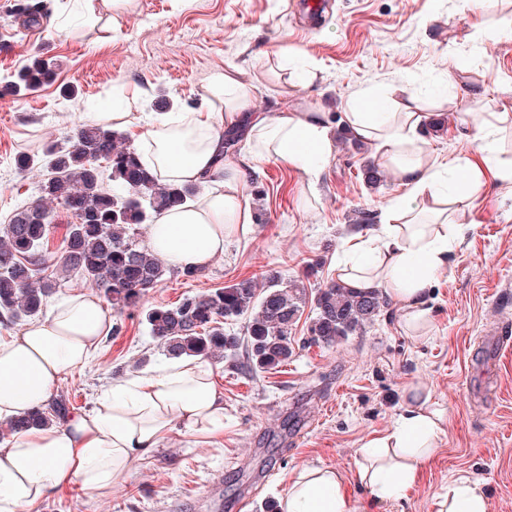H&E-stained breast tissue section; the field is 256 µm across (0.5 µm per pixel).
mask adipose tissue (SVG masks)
Instances as JSON below:
<instances>
[{"mask_svg":"<svg viewBox=\"0 0 512 512\" xmlns=\"http://www.w3.org/2000/svg\"><path fill=\"white\" fill-rule=\"evenodd\" d=\"M254 87L238 70L213 76L207 106L154 118L139 145L162 178L205 185L187 207L162 212L146 235L153 254L177 269L208 268L226 239L252 222L244 186L249 173L278 160L318 174L332 153L324 113L255 111ZM394 111L364 107L345 115L346 127L374 144L376 163L405 187L382 217L381 229L347 242L336 279L379 289L399 305L407 326L426 323L427 294L448 269V245L464 230L483 194L482 172L469 160L450 161L424 147L429 120L416 97L399 90ZM247 124L249 147L224 153L225 129ZM112 330V311L90 293L64 297L42 318L0 336V423L52 399L63 375L86 365ZM441 411L421 393L406 402L395 430L364 443L357 476L380 499L399 497L431 456L443 431ZM211 439L224 432V394L212 365L196 357L167 360L145 374L112 382L94 407L64 423L11 437L0 452V512H33L49 496L78 487L98 498L126 481L133 464L175 429ZM280 512H354L344 476L331 468L301 470L279 501ZM439 512H488L481 482L449 484Z\"/></svg>","mask_w":512,"mask_h":512,"instance_id":"ef3b65f1","label":"adipose tissue"}]
</instances>
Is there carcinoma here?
<instances>
[{
	"mask_svg": "<svg viewBox=\"0 0 512 512\" xmlns=\"http://www.w3.org/2000/svg\"><path fill=\"white\" fill-rule=\"evenodd\" d=\"M17 17L25 29H38L50 12L46 0H23ZM52 73L51 62L30 58L9 81L15 91H32ZM15 166L47 173L40 197L16 210L0 236V319L16 324L39 315L47 299L73 277L90 284L118 312L142 311L150 335L170 359L215 360L226 350L243 351L252 372L275 371L294 354L293 326L305 303V288L271 274L185 297L176 306L144 307L148 291L170 269L140 245L137 230L163 211L193 200V186L167 182L143 161L142 153L112 129L98 124L75 128L69 147L49 145L40 156L20 155ZM71 214L60 264L48 271L43 253L54 206ZM312 339L324 344L352 335L372 323L385 307L378 290L350 288L331 281L314 296ZM246 316L244 337L224 333V322ZM65 395L9 424H0V442L30 427L69 417Z\"/></svg>",
	"mask_w": 512,
	"mask_h": 512,
	"instance_id": "cac0c4a2",
	"label": "carcinoma"
}]
</instances>
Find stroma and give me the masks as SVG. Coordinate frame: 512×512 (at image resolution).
<instances>
[{"label":"stroma","instance_id":"obj_1","mask_svg":"<svg viewBox=\"0 0 512 512\" xmlns=\"http://www.w3.org/2000/svg\"><path fill=\"white\" fill-rule=\"evenodd\" d=\"M17 2L0 0V86L38 54L57 71L36 90L0 93V231L37 199L43 178L18 173L16 156L72 145L76 126L113 110L129 113L120 131L139 144L158 95L197 109L210 78L233 66L254 84L256 111L313 109L333 130L318 180L280 161L264 164L245 187L250 232L226 241L199 276L171 272L149 290L150 307L272 273L309 289L333 280L346 240L379 231L385 208L404 193L391 177L368 187L371 148L340 139L345 113L365 96L388 107L404 87L423 111L446 115L443 131L422 135L442 159H482L480 136L463 113L512 110V0H492L478 17L462 0H334L332 15L313 29L293 0H134L95 24L82 0H50L48 23L30 31L14 21ZM68 85L79 89V110L62 96ZM478 85L484 94L472 96ZM484 179L488 189L428 297L425 335L407 331L391 302L362 331L318 343L308 332L314 307L305 303L287 365L257 375L238 350L215 363L224 393V435L215 444L175 430L108 497L71 489L34 512H266L305 467L340 471L354 512H437L449 484L464 478L482 482L488 512H512V337L494 372L478 366L484 330L512 322V189L494 172ZM112 321L118 329L94 359L59 383L78 412L113 380L164 359L141 313ZM418 381L430 406L444 410V432L401 496L376 500L356 478L358 450L395 427L405 389Z\"/></svg>","mask_w":512,"mask_h":512}]
</instances>
